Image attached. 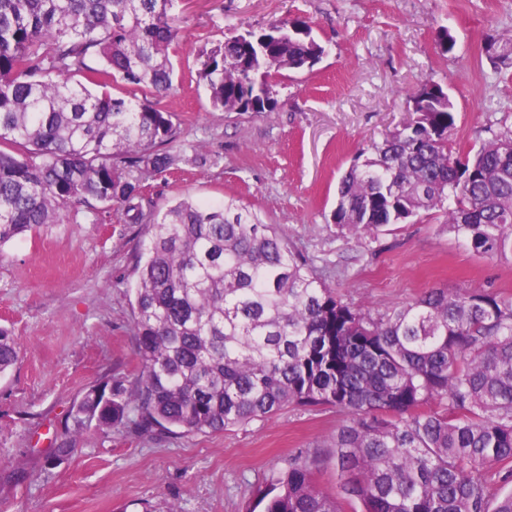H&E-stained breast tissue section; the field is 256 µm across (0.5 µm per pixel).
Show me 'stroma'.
I'll return each mask as SVG.
<instances>
[{
  "label": "stroma",
  "instance_id": "stroma-1",
  "mask_svg": "<svg viewBox=\"0 0 512 512\" xmlns=\"http://www.w3.org/2000/svg\"><path fill=\"white\" fill-rule=\"evenodd\" d=\"M173 11L182 38L174 90L159 103L178 115L184 143L168 171L145 179L155 208L235 196L360 307L383 310L431 288L512 297V259L475 255L442 212L363 244L338 235L331 218L341 176L408 122L406 95L418 81L448 92L463 147H480L512 118V74L492 76L483 52L512 30V0H175ZM287 17L311 26L320 61L287 72L272 109L213 111L196 77L199 50ZM444 27L456 40L448 53L436 43ZM77 216L0 246V327L21 348L0 375V512H247L271 469L323 444L346 414L290 406L221 432L139 438L68 428L85 389L133 371L127 291L145 238L115 205L94 223ZM54 436L76 453L49 467Z\"/></svg>",
  "mask_w": 512,
  "mask_h": 512
}]
</instances>
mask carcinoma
I'll list each match as a JSON object with an SVG mask.
<instances>
[{
	"label": "carcinoma",
	"instance_id": "cac0c4a2",
	"mask_svg": "<svg viewBox=\"0 0 512 512\" xmlns=\"http://www.w3.org/2000/svg\"><path fill=\"white\" fill-rule=\"evenodd\" d=\"M173 0H0V245L71 220L73 201L118 205L147 240L134 260L135 372L88 388L75 428L134 437L219 432L288 406L350 419L257 489L263 512H512V298L431 288L385 310L336 297L316 267L234 196L144 210L141 182L173 165L176 114L112 94L173 90ZM512 69V30L493 37ZM324 53L304 22L202 49L197 77L222 112H263L274 84ZM415 117L342 177L332 221L358 242L441 211L472 252L512 258V126L478 150L454 139L441 85L408 95ZM19 347L0 328V375ZM336 466V493L315 474Z\"/></svg>",
	"mask_w": 512,
	"mask_h": 512
}]
</instances>
